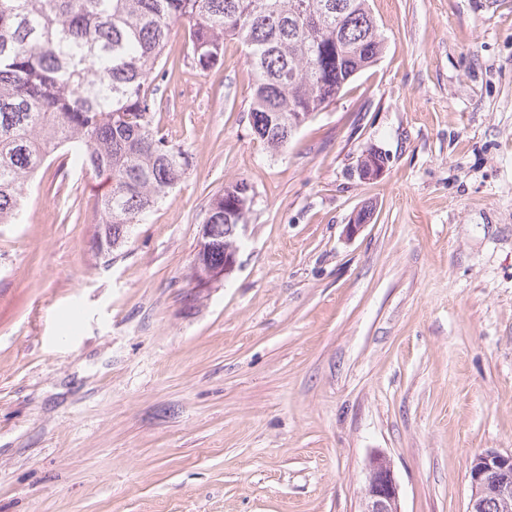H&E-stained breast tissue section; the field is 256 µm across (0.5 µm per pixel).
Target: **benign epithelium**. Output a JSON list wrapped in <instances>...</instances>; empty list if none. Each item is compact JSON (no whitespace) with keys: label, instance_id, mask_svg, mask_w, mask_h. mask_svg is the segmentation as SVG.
<instances>
[{"label":"benign epithelium","instance_id":"1","mask_svg":"<svg viewBox=\"0 0 512 512\" xmlns=\"http://www.w3.org/2000/svg\"><path fill=\"white\" fill-rule=\"evenodd\" d=\"M384 169L385 159L374 149L366 150L357 166L358 175L363 180L378 179ZM252 199L248 183H238L228 203L233 207V212L240 215V219L235 224L224 225V240L215 237L214 225H203L202 239L191 269L195 290L201 291L235 270L239 252L238 229ZM372 216L371 208L364 206L358 209L347 224V232L351 235L358 233L370 223ZM218 250L224 252L222 262L211 260L212 252ZM468 478L471 495L466 512H512V450L502 452L487 449L476 454L469 464ZM362 512H400L399 489L391 463L381 453L371 455L368 460Z\"/></svg>","mask_w":512,"mask_h":512}]
</instances>
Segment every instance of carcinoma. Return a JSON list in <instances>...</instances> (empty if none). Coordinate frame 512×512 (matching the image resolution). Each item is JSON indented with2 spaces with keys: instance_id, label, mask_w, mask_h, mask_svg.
<instances>
[{
  "instance_id": "obj_1",
  "label": "carcinoma",
  "mask_w": 512,
  "mask_h": 512,
  "mask_svg": "<svg viewBox=\"0 0 512 512\" xmlns=\"http://www.w3.org/2000/svg\"><path fill=\"white\" fill-rule=\"evenodd\" d=\"M368 0H0V224L19 220L47 159L72 155L105 190L93 247L112 255V227L142 224L186 174L185 149L158 134L151 84L171 31L183 29L196 67L244 48L254 76L249 115L271 153L291 140V112H322L381 58ZM204 223L234 224L224 208Z\"/></svg>"
}]
</instances>
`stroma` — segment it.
Returning <instances> with one entry per match:
<instances>
[{"label":"stroma","mask_w":512,"mask_h":512,"mask_svg":"<svg viewBox=\"0 0 512 512\" xmlns=\"http://www.w3.org/2000/svg\"><path fill=\"white\" fill-rule=\"evenodd\" d=\"M369 4L381 59L278 154L241 44L207 75L173 31L155 122L189 167L111 261L72 162L0 224V512H361L376 451L401 512H466L512 449V0ZM238 180L237 266L193 293ZM385 159L380 152L374 149L366 150L360 157L357 171L363 180L378 179L384 172ZM240 181L225 185L224 191L214 195L209 202L203 224L202 239L191 269V281L197 291L204 290L223 277L226 279L237 266L238 229L239 226H243V218L253 199V195L250 194L251 187L247 182ZM233 188L235 189L228 199V193ZM227 201L233 207V212L228 209ZM234 212L240 214L237 224H235L237 219ZM216 224H224V240L222 242L215 237L214 226ZM218 250L224 251L223 262H220L222 260L221 253L213 254V261L211 260L212 252Z\"/></svg>","instance_id":"1"}]
</instances>
